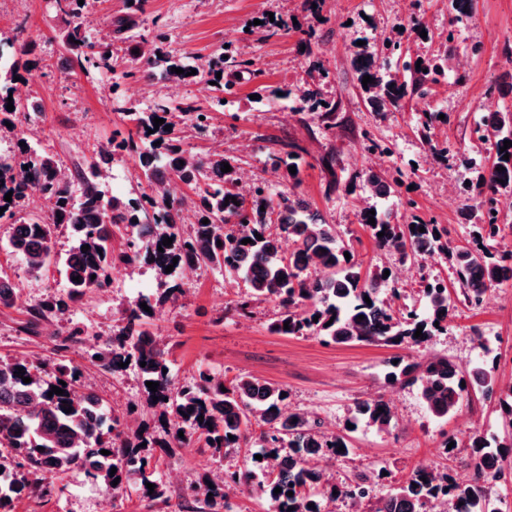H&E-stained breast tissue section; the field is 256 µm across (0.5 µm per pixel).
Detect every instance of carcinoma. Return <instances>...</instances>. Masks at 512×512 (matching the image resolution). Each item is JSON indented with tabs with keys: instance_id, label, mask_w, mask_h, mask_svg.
Listing matches in <instances>:
<instances>
[{
	"instance_id": "obj_1",
	"label": "carcinoma",
	"mask_w": 512,
	"mask_h": 512,
	"mask_svg": "<svg viewBox=\"0 0 512 512\" xmlns=\"http://www.w3.org/2000/svg\"><path fill=\"white\" fill-rule=\"evenodd\" d=\"M55 13L63 23V44L76 53L79 67L92 65L110 71L112 39L93 40L90 21L78 0H54ZM167 41L162 27L156 25L151 35L134 45L139 53L133 61L139 64L143 79H151L161 69L179 80L199 79L206 75L213 84L204 90L214 109H222L228 93L223 79L216 74H238L250 70L252 59L239 49L217 57L197 56L190 60L162 50ZM26 48L17 39L0 36V134H16L18 126L32 113L27 103L15 95L14 77L31 72L24 59ZM388 57L402 59L401 39L383 36L381 54L365 49L353 54L357 80L368 75L373 81L363 92L371 109L377 113L397 111L405 98L413 93L423 95L429 85L445 76L448 56L436 54L416 64L404 60L402 70L411 81H401L391 74ZM181 68L176 74L171 68ZM196 74L187 76V72ZM113 109L132 123L135 133L121 140L112 138L101 150L100 158L85 165L66 168L55 156L40 151L24 138L17 152L0 155V216L9 220L7 241L11 253L24 263L27 272L39 276L52 263L66 282V294L44 296L27 310L25 330H34L41 322L64 312L69 305L110 287L113 273H132L150 269L161 278L158 296H141L122 305L121 318L112 326L91 362L114 372H121L120 362L135 370L143 389V402L112 410L107 415L103 400L93 391L83 395L81 369L71 361L60 359L48 365L41 357L0 358V471L12 477L9 501L0 509L14 512L15 502L24 498H44L55 491L50 481L55 475L73 469L112 490L119 498L136 487L143 497L168 505L166 488L158 477V466L172 449L195 444L213 455L226 456L243 448H257L262 460L252 459L249 467L224 474V480L256 488L269 505L270 512H323L328 502L350 500L364 505L363 512H426L434 501L446 503L454 512H499L497 500L489 493V485L501 479L512 466V382H499L495 366L477 361L463 369L446 356L433 355L414 362L407 355H396L388 361L384 381L416 388L428 414L437 421L455 415L464 398L472 394H498L497 412L502 434L487 435L474 431L468 440L474 479L468 483L448 480V474L423 475L411 472L383 497L373 495V486L386 468L358 471L339 484L317 474L321 462L332 456L350 454L347 435L327 434L308 414L293 411L281 426L263 427L273 411L280 410L284 388L251 375L241 374L231 381L208 368H199L188 382H174L169 372L168 350L163 339L147 328L150 309L183 294L177 282L182 264L173 259H189L195 267L219 268L229 280L241 282L246 292L237 295L235 310L241 316L252 313L255 304L274 302L279 307L277 318L269 324L273 333L288 336H320L334 344L371 343L402 349L430 345L448 331V318L463 301L473 307L493 288L512 283V249L507 236L512 225L502 216V204L512 199V146L500 152L504 141H512V109L492 114V121H482L473 130L480 141L493 142L494 154L481 165L482 172L474 185L477 201L469 209L471 241L458 245L448 239V229L426 222L417 216L405 222H394L381 206L362 208L358 223L370 233L376 247L401 262H422L429 255H441L453 265L458 291L451 294L442 282H428L421 291V309L394 307L400 294L391 291V301L384 300L385 266L363 269L351 252L336 225L328 223L298 195L274 196L268 185L257 181L247 190L239 186L238 160L222 155L200 157L186 154L177 129L190 127L201 133L211 119L210 112L194 104L171 106L159 103L150 109H137L118 94V84L109 87ZM14 110H7V98ZM282 97L292 109L318 113L332 127L336 103L326 101L319 84L288 90ZM438 112H424L419 131L436 160H450L463 165L473 161L459 155L454 144L444 139L433 140L435 125L441 122ZM165 119L170 129H154L153 119ZM12 127H7L6 123ZM139 149L141 177L151 190L137 197L121 199L108 196L104 182L110 172L107 164L116 157ZM303 149L295 142H284L281 148L267 154L266 162L274 168H300ZM509 159H503L504 154ZM229 164L231 171L221 168ZM504 171H498V168ZM363 187L376 198H389L395 187L382 174L369 171L361 175ZM174 180L193 186L190 197H170L166 186ZM38 190L48 201V215H21L28 193ZM12 193L11 201L4 200ZM236 198L225 203V198ZM189 209L195 221L182 223V213ZM375 225L368 224L369 218ZM209 223L204 224L202 220ZM65 228L72 240L67 253L59 258L54 251L55 232ZM425 231H419V228ZM384 236H378V233ZM262 239H257V236ZM288 237L292 251L283 254L278 241ZM172 244H163V239ZM251 239L244 244L242 240ZM89 250L82 251L83 246ZM163 251H158V246ZM174 265L173 271L165 269ZM80 277V282L73 281ZM371 303H366L364 297ZM18 297L12 275L0 266V307H11ZM364 319H358V316ZM318 321H313V318ZM289 329H284V323ZM422 336L416 338L417 328ZM85 343V330L75 327L63 339V347L78 352ZM145 366H140V363ZM24 368L25 383L14 375ZM64 381L65 393L48 396L51 387ZM159 383L152 392L146 382ZM158 401H153V397ZM383 411H378V408ZM71 412L66 413L64 409ZM395 415L382 397L358 399L350 409L347 423L366 426L378 433L394 426ZM184 437H179V434ZM234 439H229V436ZM345 450L340 451L338 447ZM110 454L103 455L101 451ZM286 454L297 463V470L286 476H271L273 457ZM490 457L497 462L488 473L480 461ZM115 474H110L111 469ZM118 484H113L114 479ZM155 485L149 493L146 484ZM281 492L274 493L275 488ZM190 495L199 504L196 512H233L224 492V484L201 475L189 486ZM293 495H287V492ZM314 507H308V504Z\"/></svg>"
}]
</instances>
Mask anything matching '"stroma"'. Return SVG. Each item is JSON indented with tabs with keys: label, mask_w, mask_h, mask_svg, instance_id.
<instances>
[{
	"label": "stroma",
	"mask_w": 512,
	"mask_h": 512,
	"mask_svg": "<svg viewBox=\"0 0 512 512\" xmlns=\"http://www.w3.org/2000/svg\"><path fill=\"white\" fill-rule=\"evenodd\" d=\"M425 34L411 32L410 0H326L321 20L302 11L298 0H142L138 16L145 23H158L168 33L165 50L195 57L220 53L223 47H241L253 58L251 73L238 76L230 98L231 110L212 115L206 134L183 132V146L191 154L217 152L237 158V176L242 180L268 182L273 194L295 192L318 209L327 222L338 225L364 267L389 266L392 285L406 304L419 306L427 281L443 280L455 286L456 273L449 261L401 263L397 257L378 251L368 232L358 223L357 211L371 205L363 190H350L354 177L368 170L384 173L397 187L385 203L393 220L418 216L447 227L448 236L466 244L470 227L466 214L474 203V170L436 161L418 134L417 119L423 111L445 113L447 122L435 130L436 139H449L462 154L485 157L487 145L476 142L471 131L489 112L512 108V0H479L472 15L459 25L454 42H446L451 16L444 0H424ZM275 17L299 27L315 26L318 44L312 55L302 54L297 33L267 37L262 20ZM61 22L47 0H0V35L21 34L37 63L28 78L31 92L40 104L34 124L20 125L21 134L37 148L54 155L65 166L97 158L114 132L128 133L129 123L113 112L107 87L119 82L129 104L144 109L154 103L174 100L206 105L196 82L168 81L156 73L155 81L169 83L166 92H155L144 80L124 77L129 66L126 45L114 40L115 70L80 69L74 55L59 37ZM405 29L403 51L423 59L439 51L448 53V73L431 85L427 95H411L397 112L377 114L365 102L352 67L354 45L374 34ZM329 71L321 85L322 96L336 101V126L325 129L316 114L292 112L274 89L303 86L310 80L314 61ZM265 95V104L255 107L251 97ZM371 132L379 142L391 145L394 153L384 156L369 151L363 139ZM288 139L303 149L298 180L266 165L265 157L277 140ZM336 159L338 184L327 191L330 176L322 160ZM0 265L13 273L19 296L12 307H0V357L31 353L48 360L59 359L56 338L81 326L89 333L108 332L119 319V303L154 292L153 272H120L115 287L72 305L52 321L41 323L36 332H24L28 308L44 295L64 292L66 285L56 268L40 278H31L19 257L7 248L0 227ZM184 292L176 301L156 307L148 321L153 333L168 341V358L175 382L188 380L197 366L223 373L225 379L248 373L274 382L288 391L290 409L315 413L322 424L342 429L355 400L377 395L396 402L398 421L389 432L359 427L351 435L349 455L338 456L327 469L330 482L344 481L353 472L383 465L387 473L375 486L382 495L403 480L425 457L448 467L458 482L470 481L473 469L468 436L478 430L497 431L495 400L477 395L465 401L445 422L433 420L412 387H389L383 379L386 362L395 356L392 347L359 343H325L317 336H280L268 326L278 308L267 302L256 307L251 317L234 315V295L224 287V273L202 267L181 280ZM489 302L473 308L457 304L446 334L434 344L416 347L414 360L440 353L464 366L483 358L485 348L498 356L497 374L512 381V286L494 288ZM76 364L88 373V383L107 406L141 398L140 381L134 371L112 373L93 366L83 357ZM459 446L444 456L445 437ZM245 453L224 458L210 451L186 447L164 459L159 476L167 486L172 506L178 512H194L188 486L199 475L242 467ZM59 494L18 502L16 512H159L140 492L128 490L120 499L92 482L84 473L73 472L55 480Z\"/></svg>",
	"instance_id": "obj_1"
}]
</instances>
